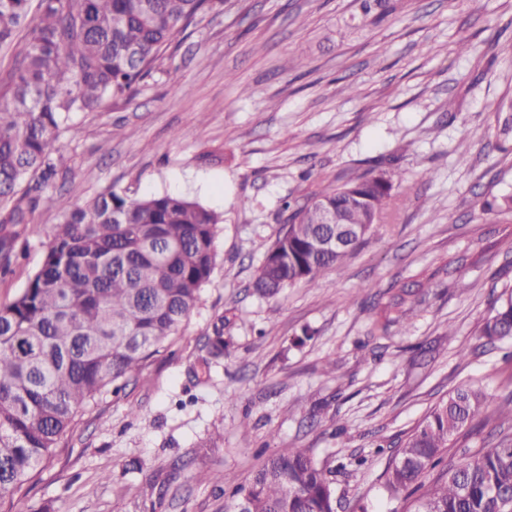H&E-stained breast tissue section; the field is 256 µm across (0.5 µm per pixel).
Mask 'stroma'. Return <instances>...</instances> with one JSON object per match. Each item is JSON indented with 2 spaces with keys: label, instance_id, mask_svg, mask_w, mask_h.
I'll use <instances>...</instances> for the list:
<instances>
[{
  "label": "stroma",
  "instance_id": "35a3bbf8",
  "mask_svg": "<svg viewBox=\"0 0 512 512\" xmlns=\"http://www.w3.org/2000/svg\"><path fill=\"white\" fill-rule=\"evenodd\" d=\"M512 0H224L200 13L136 85L74 115L59 143L71 183L47 187L31 223L111 186L176 194L223 214L210 282L144 381L105 390L61 438L12 512H224L202 471L242 483L268 456L306 448L331 469L340 512H411L385 492L404 440L450 389L512 396V339L480 334L512 289ZM392 201L342 267L268 298L252 282L285 226V201L365 170ZM491 210H484V203ZM31 238L0 305L42 264ZM415 309L377 323L388 289ZM224 322V357L195 373ZM137 414H129V406ZM512 438L486 409L446 462ZM185 466L175 471L173 460Z\"/></svg>",
  "mask_w": 512,
  "mask_h": 512
}]
</instances>
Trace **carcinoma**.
<instances>
[{"label": "carcinoma", "instance_id": "obj_1", "mask_svg": "<svg viewBox=\"0 0 512 512\" xmlns=\"http://www.w3.org/2000/svg\"><path fill=\"white\" fill-rule=\"evenodd\" d=\"M224 0H0V49L17 52L0 92V272L11 271L17 234L40 192L66 178L55 142L72 115L95 112L151 75L173 39L204 9ZM393 179L366 171L303 200L287 201L288 230L277 238L253 287L273 297L313 283L359 247L392 198ZM328 205L362 234L342 248L318 241L336 225L320 223ZM221 214L169 194L137 196L109 187L84 205L61 207L43 242L40 268L21 293L0 306V507L52 455L77 414L108 386L142 375L143 363L177 335L215 266ZM402 287L380 309L396 322L415 305ZM481 336L512 338V293L498 298ZM224 357V318L208 337ZM490 405L485 392L461 385L434 404L402 442L385 491L420 492L414 512H512V441L463 455L424 488L449 442ZM330 471L305 448L269 457L245 483L222 473L200 482L231 487V504L247 512H336Z\"/></svg>", "mask_w": 512, "mask_h": 512}]
</instances>
